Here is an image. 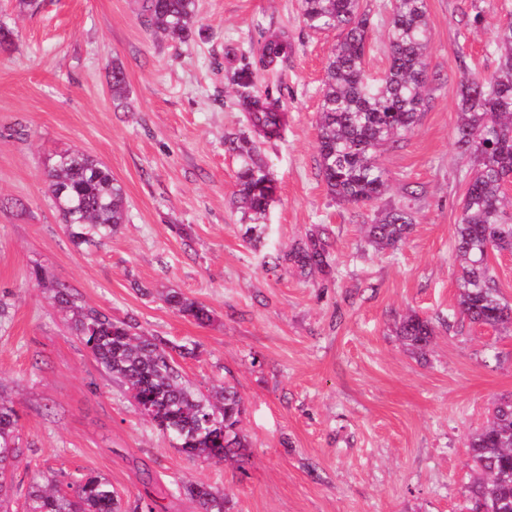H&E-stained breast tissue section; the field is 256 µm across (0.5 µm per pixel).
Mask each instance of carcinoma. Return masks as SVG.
<instances>
[{
	"instance_id": "cac0c4a2",
	"label": "carcinoma",
	"mask_w": 512,
	"mask_h": 512,
	"mask_svg": "<svg viewBox=\"0 0 512 512\" xmlns=\"http://www.w3.org/2000/svg\"><path fill=\"white\" fill-rule=\"evenodd\" d=\"M141 17L156 35L180 42L192 38L195 0H140ZM306 26L337 35L322 80L318 120V166L336 200L374 207L387 191V174L377 159L379 148L409 133L425 111L428 99L426 50L430 42L426 0H390L385 53L388 64L372 79L364 68L372 20L361 0H300ZM291 49L288 35L264 40L256 65L274 71ZM488 49L498 55L496 71L472 73L460 64L459 109L455 145L475 160L467 177L455 252L458 311L472 324L512 332V307L502 302L490 273V253L512 252V24L491 30ZM253 71L246 65L236 74L239 105L246 112L248 132L227 141L242 159L235 193L238 208L250 221L249 240L268 211L276 185L265 171L257 144L283 139L287 115L279 98L250 91ZM112 95L126 87V73L112 64ZM48 192L71 242L102 245L127 223L125 193L112 173L93 156L79 150L56 155L46 172ZM414 215L403 204L381 207L365 236L379 250L395 248L410 232ZM308 277L331 269L327 241L312 233L302 245L270 256ZM53 300L71 312V328L96 362L130 394L140 414L149 417L187 456L212 462L239 463L249 447L242 422L245 400L237 387L226 385L207 395L195 392L172 351L183 358L196 347L172 345L158 336L137 332L136 324L114 320L75 303L70 291L52 287ZM169 309L198 324L210 320L209 309L170 290L163 296ZM396 335L412 351L425 354L436 336L434 323L416 314L403 317ZM475 476L468 486V512H512V399L497 402L491 420L468 438ZM24 449L18 444V415L0 400V512H7L14 472ZM201 512H229L224 493L202 483L181 485ZM27 512H122L112 483L87 474L62 489L50 476L33 478L27 492Z\"/></svg>"
}]
</instances>
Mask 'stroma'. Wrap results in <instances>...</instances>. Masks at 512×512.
Segmentation results:
<instances>
[{
    "label": "stroma",
    "instance_id": "obj_1",
    "mask_svg": "<svg viewBox=\"0 0 512 512\" xmlns=\"http://www.w3.org/2000/svg\"><path fill=\"white\" fill-rule=\"evenodd\" d=\"M387 2H362L372 75L387 65ZM138 13V0H38L33 11L0 0L13 32L0 48V300L10 306L0 395L25 450L12 512H25L33 476L64 485L87 473L154 512H199L178 491L186 480L217 487L232 512H464L467 438L512 396V333L458 314L453 233L472 163L454 146L456 62L495 71L486 44L493 26L512 23V0H427L429 105L379 157L386 201L408 204L415 224L385 252L364 234L373 207L338 203L317 167L335 34L309 30L298 0H196L186 42L155 38ZM274 32L292 52L276 72H256L254 89L279 96L288 130L260 147L277 192L256 248L226 141L247 129L234 73ZM116 63L127 74L120 100ZM65 150L92 155L124 188L128 221L104 245L75 247L47 192ZM319 229L330 274L269 263ZM39 270L79 305L196 345L179 361L185 377L205 393L235 385L245 399V464L189 457L139 414L38 287ZM171 289L204 304L210 322L169 309ZM409 314L437 328L426 356L395 334Z\"/></svg>",
    "mask_w": 512,
    "mask_h": 512
}]
</instances>
